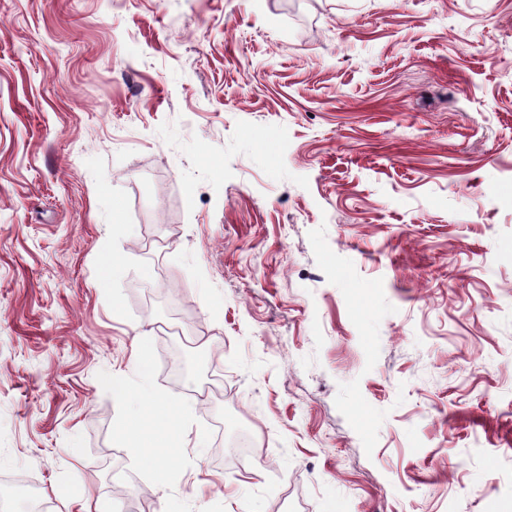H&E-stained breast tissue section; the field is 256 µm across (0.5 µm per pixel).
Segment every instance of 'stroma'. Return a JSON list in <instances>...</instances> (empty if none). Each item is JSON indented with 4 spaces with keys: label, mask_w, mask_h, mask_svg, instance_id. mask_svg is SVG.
Masks as SVG:
<instances>
[{
    "label": "stroma",
    "mask_w": 512,
    "mask_h": 512,
    "mask_svg": "<svg viewBox=\"0 0 512 512\" xmlns=\"http://www.w3.org/2000/svg\"><path fill=\"white\" fill-rule=\"evenodd\" d=\"M31 484L512 512V0H0V491ZM117 437L120 441L130 443V446L134 448H144L145 452L156 461L166 458L165 446L158 443L149 433L122 428Z\"/></svg>",
    "instance_id": "35a3bbf8"
}]
</instances>
